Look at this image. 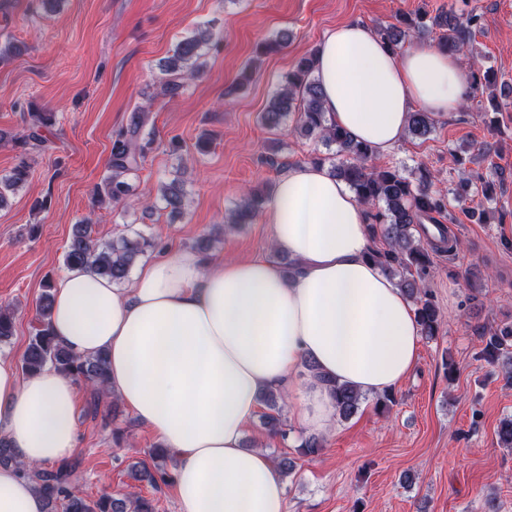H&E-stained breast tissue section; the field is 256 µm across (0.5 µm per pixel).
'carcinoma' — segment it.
<instances>
[{"instance_id": "carcinoma-1", "label": "carcinoma", "mask_w": 512, "mask_h": 512, "mask_svg": "<svg viewBox=\"0 0 512 512\" xmlns=\"http://www.w3.org/2000/svg\"><path fill=\"white\" fill-rule=\"evenodd\" d=\"M480 20L481 15L474 9L464 17L452 10L429 19L424 15L412 17L400 14L396 16V22L379 27L376 33L397 52L402 50L407 37H422L436 27L441 30L438 47L465 54L471 51L472 31L479 26ZM219 43L220 39L208 28L182 40L174 54L159 65L162 92L174 96L183 87L184 79L199 76L204 69V63L200 62L203 48L208 44L216 47ZM315 71L316 59L312 53L288 73L285 83L261 113V121L267 128L276 130L288 115L293 114L294 130L318 138L327 147L334 145L346 155V160L331 164L330 171L345 181L357 199L366 205L372 238L379 237L386 243L384 248L373 247L370 258L397 279L398 285L415 306L422 335L433 340L440 332L441 315L432 294L425 288V282L433 268V254L454 250V246L449 244L447 229L439 221L440 217L451 213L448 195L431 190L433 176L424 168L417 167L405 175L396 166L372 162L374 150L370 144L353 139L347 131L327 119ZM467 81L471 89L484 90L493 85L494 75L489 71L473 70L467 73ZM148 119L149 111L139 108L130 113L127 124L116 133L109 161L110 174L95 189V203L117 205L130 193L125 176L138 170L145 157L146 145L143 140ZM50 125L52 114L34 115L28 134L17 140L16 144L24 149L40 146L41 131ZM434 126L432 113L415 111L409 115L407 133L413 138H425L432 133ZM27 177L28 169L22 163L0 178V207L7 203L6 192L15 190ZM493 189L491 181L463 177L452 192L453 202L463 207L476 194L488 199ZM159 198L170 212L180 211L185 205L184 184L180 175H175L161 187ZM259 204L260 201L252 198L242 200L230 215L228 227L237 228L253 223L259 213ZM427 222L439 228V235L425 241L415 231ZM155 248L154 241L139 233L101 244L92 236V225L77 224L73 228L64 262L70 269H87L114 283L123 284L128 280L135 261ZM43 288L44 294L37 308L38 328L22 356L21 369L27 374H34L50 367L75 381L89 383L94 390L90 406L95 411L100 394L106 390V356L100 353L93 357H80L57 341L48 324L53 300L52 281L46 280ZM14 329V311L9 307L1 308L0 342L10 339ZM479 336L483 343L479 358L488 363L512 352V325L484 327L479 331ZM326 384L339 416L348 419L354 415L363 395L346 383L328 379ZM261 399L269 409L263 415V425L272 434L287 437V431L283 429L279 413L276 412L273 391L262 392ZM151 457L157 461L155 468L151 469L144 462L137 461L131 464L130 475L138 482L149 484L157 492L161 485L171 479L165 469L169 455L166 449L158 447L152 449ZM76 467V462L67 459L51 470L37 468L25 472V475L37 485L51 512H56L58 508L62 512H157L155 499L136 493H128L120 498L102 494L95 500L79 495L71 485Z\"/></svg>"}]
</instances>
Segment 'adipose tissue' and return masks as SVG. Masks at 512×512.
Returning a JSON list of instances; mask_svg holds the SVG:
<instances>
[{"label": "adipose tissue", "mask_w": 512, "mask_h": 512, "mask_svg": "<svg viewBox=\"0 0 512 512\" xmlns=\"http://www.w3.org/2000/svg\"><path fill=\"white\" fill-rule=\"evenodd\" d=\"M316 77L331 122L390 153L410 112L460 111L465 80L440 48L389 51L360 22L326 33ZM291 277L264 258L207 260L181 251L144 263L126 286L83 269L54 288L51 330L73 353L106 352L107 387L175 454L178 512H286L264 449L242 445L267 389L290 394V422L316 435L336 409L327 380L378 395L416 366L420 328L395 279L370 261L367 209L327 168L303 164L278 180L266 209ZM316 376L292 385L300 364ZM77 389L53 369L20 376L0 355V433L22 463L76 448ZM0 512H46L13 465H0Z\"/></svg>", "instance_id": "obj_1"}]
</instances>
